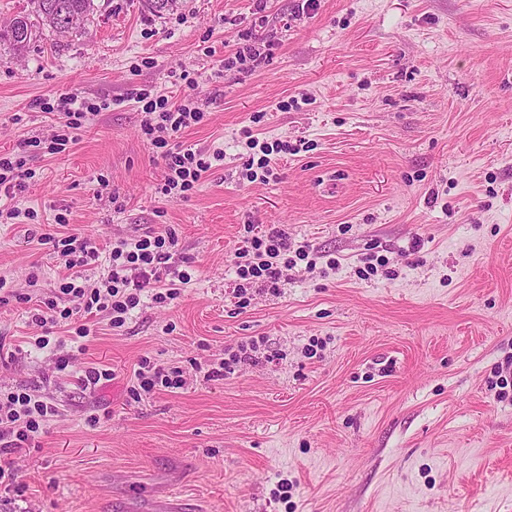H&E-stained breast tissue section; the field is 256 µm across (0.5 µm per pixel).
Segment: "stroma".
Wrapping results in <instances>:
<instances>
[{
	"label": "stroma",
	"mask_w": 512,
	"mask_h": 512,
	"mask_svg": "<svg viewBox=\"0 0 512 512\" xmlns=\"http://www.w3.org/2000/svg\"><path fill=\"white\" fill-rule=\"evenodd\" d=\"M84 34L0 46V153L61 128L35 100L101 104L65 151L27 162L33 218L0 223V391L57 413L14 455L0 512H127L176 492L183 512H512V0H95ZM272 42L246 70L238 36ZM135 88L192 94L208 114L178 141L220 149L192 194L158 191ZM285 141L244 178L247 136ZM69 222L56 224L57 213ZM310 245L278 292L234 294L244 225ZM171 232L190 282L114 328L88 317L57 374L36 302L67 276L38 234L102 252ZM378 264L369 272V264ZM258 339L256 361L135 401L141 358L210 365ZM111 380L85 386L87 368Z\"/></svg>",
	"instance_id": "stroma-1"
}]
</instances>
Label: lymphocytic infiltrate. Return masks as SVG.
Wrapping results in <instances>:
<instances>
[{
    "instance_id": "obj_1",
    "label": "lymphocytic infiltrate",
    "mask_w": 512,
    "mask_h": 512,
    "mask_svg": "<svg viewBox=\"0 0 512 512\" xmlns=\"http://www.w3.org/2000/svg\"><path fill=\"white\" fill-rule=\"evenodd\" d=\"M131 99L141 103L144 119L141 132L147 142L159 149L164 161L165 178L161 194L171 201L188 198L202 175L211 167L206 153L177 144L178 135L186 128L205 121V113L190 108L188 99L169 100L168 97H150L142 90H132ZM45 112L63 113L66 133L55 135L49 143L29 139L28 144L43 149L47 154L62 152L69 143V133L81 129L89 115L97 113L96 105L79 96L66 95L56 100L39 99L35 102ZM30 173L23 158L0 154V222L9 223L20 215L17 205ZM243 244L237 248L234 273L239 281L235 292L240 306H248L247 291L256 286L277 290L284 269L308 259L307 247L295 246L287 230L274 227L258 235L253 225H245ZM178 245L173 233L160 234L149 231L130 242L113 247L108 256L107 287L100 290L77 285L75 281L61 284L59 296L46 302L45 313L35 314L39 324H66L74 326L77 337L86 338L90 330L83 325V318L107 311L112 315L113 327L125 325L134 311L145 305H168L178 297L177 284L188 283V272L173 265L171 258ZM256 342L242 343L237 353L219 366L205 370L193 365L186 370L178 366L163 367L142 358L134 372L130 394L134 399L153 396L157 390L180 389L186 383L187 372H201L214 378L230 372L232 365L247 360ZM54 410L47 403L32 399L26 392L8 394L0 402V487L4 490L19 488V474L13 454L28 446L42 431Z\"/></svg>"
}]
</instances>
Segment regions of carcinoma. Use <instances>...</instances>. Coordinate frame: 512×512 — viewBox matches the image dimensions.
<instances>
[{
    "label": "carcinoma",
    "mask_w": 512,
    "mask_h": 512,
    "mask_svg": "<svg viewBox=\"0 0 512 512\" xmlns=\"http://www.w3.org/2000/svg\"><path fill=\"white\" fill-rule=\"evenodd\" d=\"M33 10L0 28V45L22 52L49 30L59 36L85 33L93 24L94 0H30Z\"/></svg>",
    "instance_id": "cac0c4a2"
}]
</instances>
